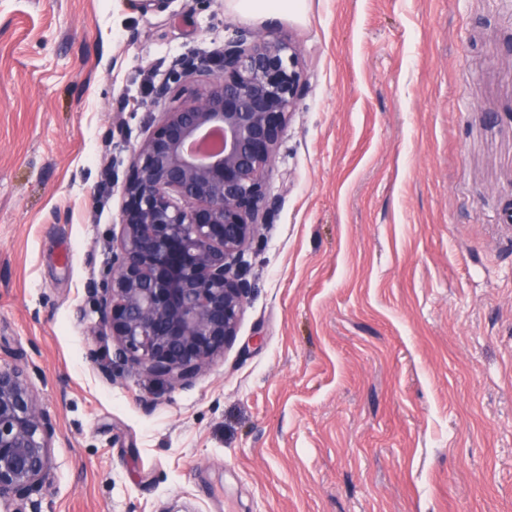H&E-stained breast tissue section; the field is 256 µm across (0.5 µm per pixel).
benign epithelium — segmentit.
Here are the masks:
<instances>
[{"label":"benign epithelium","mask_w":512,"mask_h":512,"mask_svg":"<svg viewBox=\"0 0 512 512\" xmlns=\"http://www.w3.org/2000/svg\"><path fill=\"white\" fill-rule=\"evenodd\" d=\"M305 84L291 42L241 30L155 88L160 125L136 151L108 282L92 289L112 338V358L91 354L104 378L126 362L187 385L233 342L251 289L244 255L275 205L266 177ZM55 436L25 368L0 365V501L52 497Z\"/></svg>","instance_id":"obj_1"}]
</instances>
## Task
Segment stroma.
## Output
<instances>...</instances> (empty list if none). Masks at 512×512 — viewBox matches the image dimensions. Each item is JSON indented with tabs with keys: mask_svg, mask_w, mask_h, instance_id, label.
Listing matches in <instances>:
<instances>
[{
	"mask_svg": "<svg viewBox=\"0 0 512 512\" xmlns=\"http://www.w3.org/2000/svg\"><path fill=\"white\" fill-rule=\"evenodd\" d=\"M0 0V364L56 424L0 512H512V0ZM293 42L235 340L106 380L93 295L135 148L190 53ZM304 0H236L231 3L237 11L257 13L265 16L288 14L289 11L300 13L304 10Z\"/></svg>",
	"mask_w": 512,
	"mask_h": 512,
	"instance_id": "35a3bbf8",
	"label": "stroma"
}]
</instances>
